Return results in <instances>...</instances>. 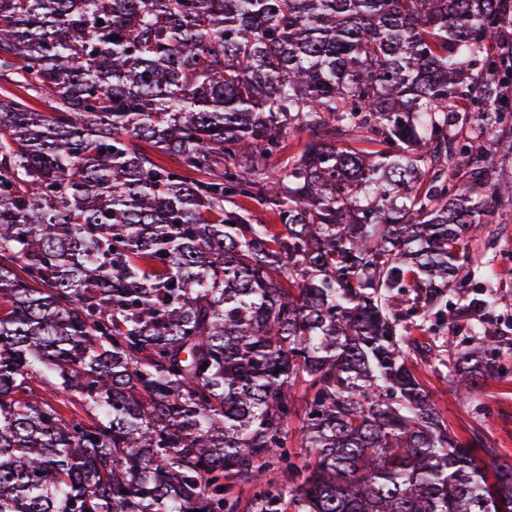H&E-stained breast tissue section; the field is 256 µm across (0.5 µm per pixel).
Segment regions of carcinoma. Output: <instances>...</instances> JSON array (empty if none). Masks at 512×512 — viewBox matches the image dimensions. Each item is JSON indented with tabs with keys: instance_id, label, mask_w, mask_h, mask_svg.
I'll use <instances>...</instances> for the list:
<instances>
[{
	"instance_id": "carcinoma-1",
	"label": "carcinoma",
	"mask_w": 512,
	"mask_h": 512,
	"mask_svg": "<svg viewBox=\"0 0 512 512\" xmlns=\"http://www.w3.org/2000/svg\"><path fill=\"white\" fill-rule=\"evenodd\" d=\"M511 27L512 0H0V79L49 106L0 95V512H512L413 361L452 312L448 386L501 376L471 313L512 303L473 289Z\"/></svg>"
}]
</instances>
